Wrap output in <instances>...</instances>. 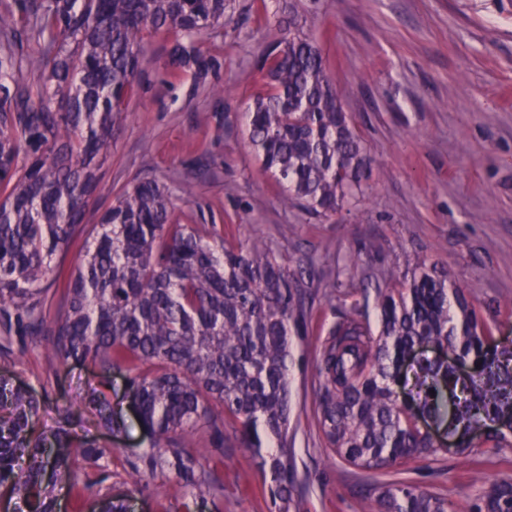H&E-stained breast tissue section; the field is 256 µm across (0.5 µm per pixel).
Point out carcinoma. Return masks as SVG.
Instances as JSON below:
<instances>
[{"label":"carcinoma","instance_id":"carcinoma-1","mask_svg":"<svg viewBox=\"0 0 512 512\" xmlns=\"http://www.w3.org/2000/svg\"><path fill=\"white\" fill-rule=\"evenodd\" d=\"M232 0H15L0 12V369L40 348L54 366L98 367L80 404L94 424L109 411L112 372L124 370L148 446L127 461L147 483L170 474L196 491L224 494L226 420L269 471L276 512H299L288 463L291 328L306 323L313 261L296 267L266 242L224 244L213 224H173V192L143 179L86 224L99 171L133 95L146 32H173L170 76L205 79V34ZM35 41L32 55L18 51ZM255 68L263 93L247 106L248 145L286 188L284 202L323 217L352 204L370 165L341 90L317 42L288 32ZM39 73L32 85L27 74ZM78 233L92 237L60 283ZM376 289L378 329L353 308L319 355L317 412L324 446L365 469L410 457L464 455L478 443L512 447V349L494 343L448 274L422 265ZM427 342L448 351L413 363L419 411L445 426L441 447L398 401L401 361ZM0 374V489L13 512H56V487L125 512L112 497V446L76 419L70 402L47 406ZM47 415L51 425L42 422ZM471 512H512V478L474 473ZM366 512H448L446 498L401 481L369 498Z\"/></svg>","mask_w":512,"mask_h":512}]
</instances>
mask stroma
Wrapping results in <instances>:
<instances>
[{"mask_svg": "<svg viewBox=\"0 0 512 512\" xmlns=\"http://www.w3.org/2000/svg\"><path fill=\"white\" fill-rule=\"evenodd\" d=\"M236 0L204 47L205 80L169 76L168 35L143 38L142 70L112 142L96 197L107 209L135 181L190 180L176 199L179 224H215L229 241L263 240L285 260L314 258L311 313L288 362V446L300 512H365V498L395 479L437 493L469 512L472 472L512 477V447L480 445L363 470L325 448L315 404L319 351L351 305L376 319L375 291L426 264L471 295L494 334L512 347V0H270L258 19ZM319 44L341 99L372 159L356 206L318 219L285 205L245 137L244 113L261 84L255 62L286 33L289 14ZM334 297H323L328 286ZM17 382L46 385L63 402L95 383L94 365L48 367L37 350L20 355ZM109 400L126 420L112 435L113 493L131 512H165L184 491L173 477L136 485L125 463L144 434L129 408L124 373ZM224 493L202 512H275L252 450L226 425Z\"/></svg>", "mask_w": 512, "mask_h": 512, "instance_id": "35a3bbf8", "label": "stroma"}]
</instances>
